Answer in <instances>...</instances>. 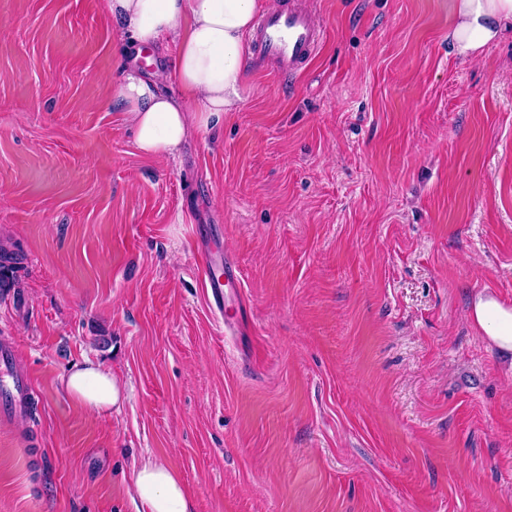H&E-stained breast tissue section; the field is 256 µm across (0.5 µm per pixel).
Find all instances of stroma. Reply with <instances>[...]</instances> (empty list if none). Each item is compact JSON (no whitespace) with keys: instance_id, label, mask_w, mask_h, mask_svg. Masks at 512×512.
Masks as SVG:
<instances>
[{"instance_id":"35a3bbf8","label":"stroma","mask_w":512,"mask_h":512,"mask_svg":"<svg viewBox=\"0 0 512 512\" xmlns=\"http://www.w3.org/2000/svg\"><path fill=\"white\" fill-rule=\"evenodd\" d=\"M287 76L169 158L110 84L104 0H0V341L35 392L0 418V512H137L144 457L193 512H512V31L448 46L454 0H305ZM224 241V328L199 252ZM122 379L97 418L62 378ZM205 287L207 288L208 299L213 308L221 315L224 313V328L227 330H236L239 327V321L230 317L227 299L233 297L237 300V294H240L242 288L241 279L236 274L234 262L226 255L216 256L212 252L206 251L200 254ZM217 263L224 264V279L215 272L214 266ZM239 288V289H238ZM469 319L486 341L502 354L512 353V306L488 292L477 293Z\"/></svg>"}]
</instances>
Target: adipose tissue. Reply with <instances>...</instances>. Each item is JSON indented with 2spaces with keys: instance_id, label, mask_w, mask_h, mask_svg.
I'll list each match as a JSON object with an SVG mask.
<instances>
[{
  "instance_id": "ef3b65f1",
  "label": "adipose tissue",
  "mask_w": 512,
  "mask_h": 512,
  "mask_svg": "<svg viewBox=\"0 0 512 512\" xmlns=\"http://www.w3.org/2000/svg\"><path fill=\"white\" fill-rule=\"evenodd\" d=\"M274 0H105L124 55L144 49L174 52L172 71L125 69L112 82L110 105L128 118L138 149L147 156L171 157L200 129L238 111L249 37L260 12ZM512 29V0H456L448 43L463 59ZM181 91H165L169 77ZM469 319L501 353H512V305L488 292L477 293ZM68 396L90 413L103 416L117 406L123 386L111 370L94 363L73 369L65 379ZM137 512H192L190 493L162 461L144 458L133 472Z\"/></svg>"
}]
</instances>
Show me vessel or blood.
Wrapping results in <instances>:
<instances>
[{"mask_svg":"<svg viewBox=\"0 0 512 512\" xmlns=\"http://www.w3.org/2000/svg\"><path fill=\"white\" fill-rule=\"evenodd\" d=\"M323 38L312 13L289 0L288 5L262 15L254 33V51L268 72L288 74L310 62ZM205 286L213 308L224 314V327H238L236 318L227 314V299L237 296L241 279L227 255L204 252L201 255ZM9 347L0 348V411L12 413L26 400L29 380L17 375Z\"/></svg>","mask_w":512,"mask_h":512,"instance_id":"1","label":"vessel or blood"}]
</instances>
